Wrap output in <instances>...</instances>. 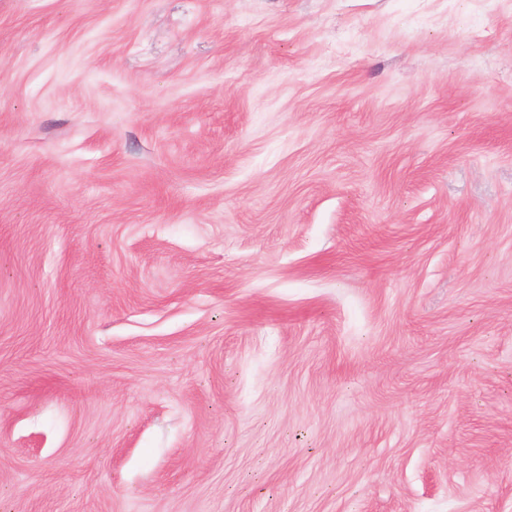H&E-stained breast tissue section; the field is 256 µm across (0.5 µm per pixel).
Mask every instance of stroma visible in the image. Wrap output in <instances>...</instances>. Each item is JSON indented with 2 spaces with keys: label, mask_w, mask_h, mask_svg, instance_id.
<instances>
[{
  "label": "stroma",
  "mask_w": 512,
  "mask_h": 512,
  "mask_svg": "<svg viewBox=\"0 0 512 512\" xmlns=\"http://www.w3.org/2000/svg\"><path fill=\"white\" fill-rule=\"evenodd\" d=\"M0 512H512V0H0Z\"/></svg>",
  "instance_id": "35a3bbf8"
}]
</instances>
